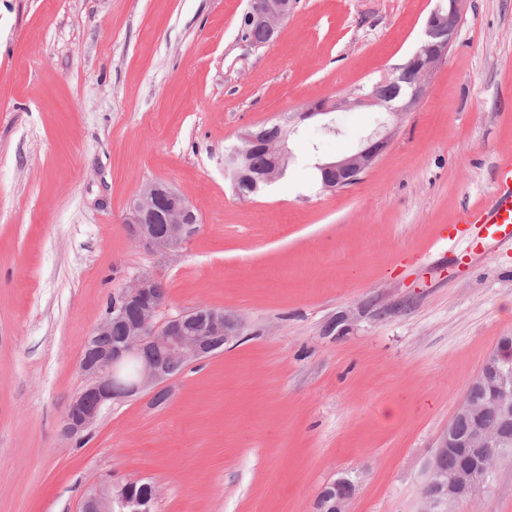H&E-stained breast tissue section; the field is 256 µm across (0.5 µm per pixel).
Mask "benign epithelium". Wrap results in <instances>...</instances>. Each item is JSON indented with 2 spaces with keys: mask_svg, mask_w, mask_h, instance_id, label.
<instances>
[{
  "mask_svg": "<svg viewBox=\"0 0 512 512\" xmlns=\"http://www.w3.org/2000/svg\"><path fill=\"white\" fill-rule=\"evenodd\" d=\"M465 2L438 0L425 21L423 37L409 61L400 67L398 78L384 76L352 98L311 102L303 111L284 117L281 137L274 149V169L282 171L288 166L287 141L297 121L336 112L351 104L382 107L387 117L379 129L362 139L355 152L338 160L316 163L323 173V189L337 191L354 184L386 150L401 117L420 102L425 79L448 54ZM292 9L293 0H249L248 20L259 30L262 44L276 40L278 25ZM409 72L413 80L403 102L397 106L390 104L384 90L399 85ZM126 223L137 243L156 253L173 254L194 232L198 216L193 205L178 191L165 183L153 182L129 203ZM157 283L158 280L148 274L133 278L119 291L114 306L95 326V337L110 336L114 329L122 330L123 337L119 344L99 352L93 359L81 356L79 368L88 378V384L69 403L64 415V427L69 436L82 435L97 421L104 406L120 398L154 393L161 388L171 391V377L156 362L155 351L163 350L169 358L184 365L209 355L211 346L207 341L185 333L188 313H171L159 320V315L168 308V297L156 292ZM129 302L139 307V317L133 321L124 316L123 307ZM191 313L203 317L211 334L224 337L226 344L238 339L245 328L241 318L229 317L221 309L200 306ZM130 359L138 361V371L133 379L124 381L119 369ZM470 387L480 388L485 394L480 399L462 403L456 410L455 416L470 423L463 436H455L450 428L440 436L427 463L422 493L424 512H453L452 506L471 499L489 476L487 471L469 463L460 464L451 473L446 471L442 461L448 449L465 448L470 456L476 457L492 448L512 447V367L500 360L499 350L487 356ZM140 482V477L105 481L88 491L80 512H143L142 502L125 491ZM353 487L354 483L345 478L325 486L318 496L316 512H347Z\"/></svg>",
  "mask_w": 512,
  "mask_h": 512,
  "instance_id": "1",
  "label": "benign epithelium"
}]
</instances>
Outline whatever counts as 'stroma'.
I'll use <instances>...</instances> for the list:
<instances>
[{"instance_id":"stroma-1","label":"stroma","mask_w":512,"mask_h":512,"mask_svg":"<svg viewBox=\"0 0 512 512\" xmlns=\"http://www.w3.org/2000/svg\"><path fill=\"white\" fill-rule=\"evenodd\" d=\"M435 4L296 0L252 47L248 0H0V512H79L106 474L154 483L155 512H316L343 477L348 512H423L439 436L512 336V246L463 256L438 238L512 155V0H468L358 183L323 190L313 165L355 150L376 107L302 121L286 176L254 197L224 161L245 130L392 75ZM152 182L198 215L172 255L126 229ZM140 273L170 312L247 328L163 403L126 398L71 439L85 343ZM455 512H512V464Z\"/></svg>"}]
</instances>
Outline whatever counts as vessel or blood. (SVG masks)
<instances>
[{"instance_id": "obj_1", "label": "vessel or blood", "mask_w": 512, "mask_h": 512, "mask_svg": "<svg viewBox=\"0 0 512 512\" xmlns=\"http://www.w3.org/2000/svg\"><path fill=\"white\" fill-rule=\"evenodd\" d=\"M497 185L491 204L466 209L458 223L448 225L447 239L477 250L483 244H512V157L497 162Z\"/></svg>"}]
</instances>
